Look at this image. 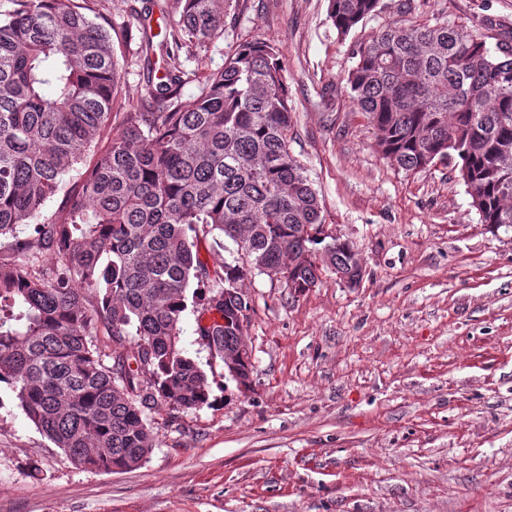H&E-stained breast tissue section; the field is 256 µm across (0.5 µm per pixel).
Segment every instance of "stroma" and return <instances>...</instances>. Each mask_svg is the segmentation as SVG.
Listing matches in <instances>:
<instances>
[{
    "mask_svg": "<svg viewBox=\"0 0 512 512\" xmlns=\"http://www.w3.org/2000/svg\"><path fill=\"white\" fill-rule=\"evenodd\" d=\"M112 0L122 94L146 92L136 12ZM329 0H229L224 33L186 62L192 101L242 43L283 54L291 148L324 229L364 262L359 286L306 292L245 280L250 388L211 362L197 314L182 346L209 369L208 406L149 415L159 441L126 472L76 468L0 387V512H512V228L478 221L453 166L405 172L374 148L349 97L352 53L387 22L512 38V0H382L347 37Z\"/></svg>",
    "mask_w": 512,
    "mask_h": 512,
    "instance_id": "obj_1",
    "label": "stroma"
}]
</instances>
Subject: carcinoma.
I'll return each mask as SVG.
<instances>
[{"label": "carcinoma", "instance_id": "carcinoma-1", "mask_svg": "<svg viewBox=\"0 0 512 512\" xmlns=\"http://www.w3.org/2000/svg\"><path fill=\"white\" fill-rule=\"evenodd\" d=\"M14 2L0 17V384L76 467L131 470L157 444L158 404H209L208 376L181 346L191 284L207 289L198 334L221 361L240 350L252 372L241 283L279 275L302 293L360 257L322 236L276 44L238 46L181 102L185 62L223 34L228 0H163L165 63L155 68L143 30L136 104L123 100L112 33L89 17L97 0ZM379 3L329 0L328 17L345 37ZM355 58L350 98L382 158L405 171L459 160L480 223L512 227V44L392 21ZM73 171L77 187L45 214ZM22 224L33 229L20 238ZM216 231L232 260L201 258Z\"/></svg>", "mask_w": 512, "mask_h": 512}]
</instances>
